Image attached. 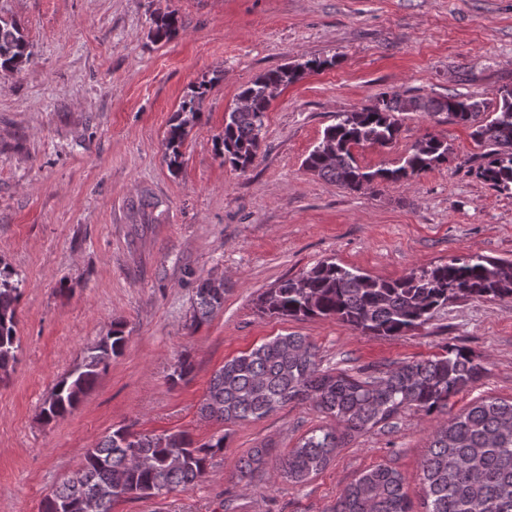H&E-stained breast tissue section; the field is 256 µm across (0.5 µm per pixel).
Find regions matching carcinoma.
Here are the masks:
<instances>
[{
  "label": "carcinoma",
  "mask_w": 512,
  "mask_h": 512,
  "mask_svg": "<svg viewBox=\"0 0 512 512\" xmlns=\"http://www.w3.org/2000/svg\"><path fill=\"white\" fill-rule=\"evenodd\" d=\"M155 37L170 40L183 23L173 13L153 19ZM33 52L17 21L0 18V72H14L31 62ZM329 65L308 59L258 75L239 93L245 100L224 119L217 137L223 163L246 170L261 145L263 118L273 90L299 81ZM202 81L180 104L166 138L171 172L182 165L181 148L198 120L196 100L208 91ZM483 103L459 94L442 98L384 95L371 106L336 114L320 145L304 160L306 169L350 191L380 182H400L448 162V143L428 134L419 139L394 169L360 166L353 149L364 144L388 146L401 132L398 114H448V121L473 128V139L489 148L476 174L497 191H512V90L499 93L494 117L478 120ZM294 278L280 281L259 298V309L294 319L334 318L364 334L404 336L457 299L512 300V262L481 255L453 258L444 264L397 278L373 277L332 260L322 261ZM23 280L8 266L0 268V379L18 361L17 304ZM224 304V284L199 282L192 323L208 322ZM126 343L122 324L89 348L82 363L61 378L44 402L50 421L71 413L106 371ZM485 367L465 350L448 348L431 359L398 363L365 376L322 370L317 350L305 336H275L224 362L210 379L200 405L203 418L223 425L262 419L290 404L310 403L336 419L334 428H318L288 451L281 467L289 480L303 483L323 471L345 438L393 424L407 410L427 416L448 413L449 400L479 381ZM119 427L87 449L81 466L58 485L42 512H84V498L98 494V512H112L120 499L165 497L185 491L203 478L224 453L227 434H213L197 444L182 432L140 434L128 441ZM265 448L251 449L241 460L245 478L262 464ZM426 512H512V400L488 398L437 423L421 463ZM331 512H412L404 477L379 464L363 471L341 491Z\"/></svg>",
  "instance_id": "carcinoma-1"
}]
</instances>
